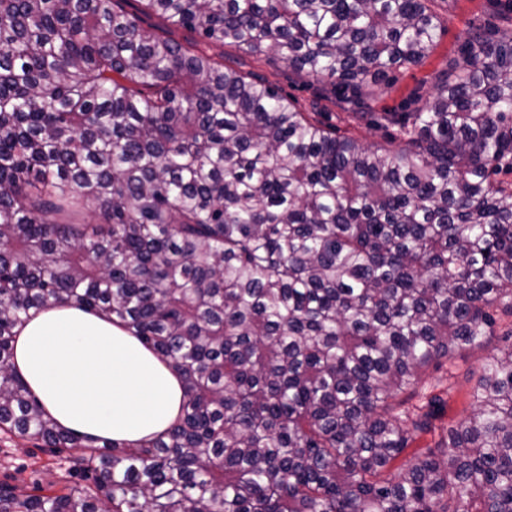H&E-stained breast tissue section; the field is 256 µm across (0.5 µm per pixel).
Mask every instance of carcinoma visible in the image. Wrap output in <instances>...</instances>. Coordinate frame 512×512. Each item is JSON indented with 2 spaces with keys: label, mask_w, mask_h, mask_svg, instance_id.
<instances>
[{
  "label": "carcinoma",
  "mask_w": 512,
  "mask_h": 512,
  "mask_svg": "<svg viewBox=\"0 0 512 512\" xmlns=\"http://www.w3.org/2000/svg\"><path fill=\"white\" fill-rule=\"evenodd\" d=\"M0 0V431L78 448L91 486L0 485V512H512V30L412 112L362 89L422 64L435 0ZM271 52L390 128L374 148L260 77L146 31ZM94 212L98 223H85ZM76 304L180 374L162 437L64 430L13 368L32 311ZM412 459L394 475L408 450ZM487 353L485 349L467 348L457 357L454 366L455 378L452 380L453 391L447 401L445 413L435 421L437 427L448 429L449 425L455 424L473 411L474 402L471 396L475 379L473 374L480 371Z\"/></svg>",
  "instance_id": "carcinoma-1"
}]
</instances>
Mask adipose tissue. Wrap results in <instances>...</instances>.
I'll return each mask as SVG.
<instances>
[{
    "label": "adipose tissue",
    "instance_id": "adipose-tissue-1",
    "mask_svg": "<svg viewBox=\"0 0 512 512\" xmlns=\"http://www.w3.org/2000/svg\"><path fill=\"white\" fill-rule=\"evenodd\" d=\"M14 366L67 430L137 443L164 435L183 402L178 373L124 327L77 306L31 313Z\"/></svg>",
    "mask_w": 512,
    "mask_h": 512
}]
</instances>
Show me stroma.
Listing matches in <instances>:
<instances>
[{"mask_svg":"<svg viewBox=\"0 0 512 512\" xmlns=\"http://www.w3.org/2000/svg\"><path fill=\"white\" fill-rule=\"evenodd\" d=\"M436 9L444 20V30L430 57L421 65L391 73L389 78L372 84L367 101L374 112H409L414 108L413 90L430 96L436 75L456 66L461 60L459 48L473 26L489 17L487 0H437ZM209 52L215 60L224 61L243 73L262 77L303 112H321L326 123L336 121L337 108L323 97L321 83L288 68L276 55H250L231 45L213 44ZM485 350L468 348L455 361V378L447 380L444 371L428 370L423 376L426 388L451 387L452 394L437 424L448 427L468 416L474 409L471 396L474 375L479 372ZM77 449L55 453L34 443L0 433V483L28 488L82 486L86 480L72 459Z\"/></svg>","mask_w":512,"mask_h":512,"instance_id":"obj_1","label":"stroma"}]
</instances>
